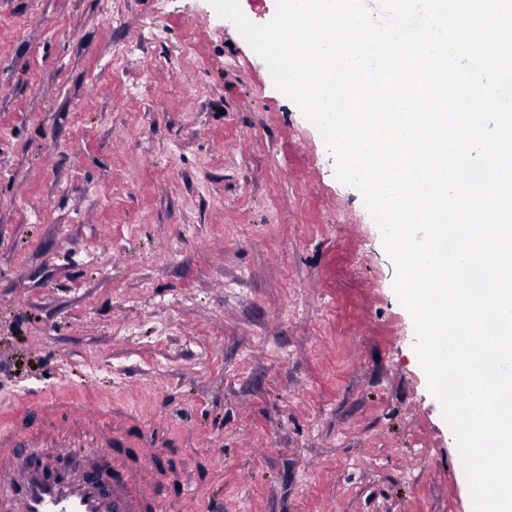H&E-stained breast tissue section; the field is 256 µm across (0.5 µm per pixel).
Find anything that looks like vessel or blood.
<instances>
[{
    "mask_svg": "<svg viewBox=\"0 0 512 512\" xmlns=\"http://www.w3.org/2000/svg\"><path fill=\"white\" fill-rule=\"evenodd\" d=\"M28 446L18 435L10 447L0 448V504H18L21 512H133L142 502L149 512H168L167 497L143 496L149 470L135 475L118 470L110 481L98 483L77 482L36 463L14 468L15 458L26 456Z\"/></svg>",
    "mask_w": 512,
    "mask_h": 512,
    "instance_id": "obj_1",
    "label": "vessel or blood"
}]
</instances>
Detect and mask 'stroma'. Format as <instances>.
<instances>
[{"mask_svg":"<svg viewBox=\"0 0 512 512\" xmlns=\"http://www.w3.org/2000/svg\"><path fill=\"white\" fill-rule=\"evenodd\" d=\"M394 279L209 0H0V421L43 452L199 512H470Z\"/></svg>","mask_w":512,"mask_h":512,"instance_id":"obj_1","label":"stroma"}]
</instances>
